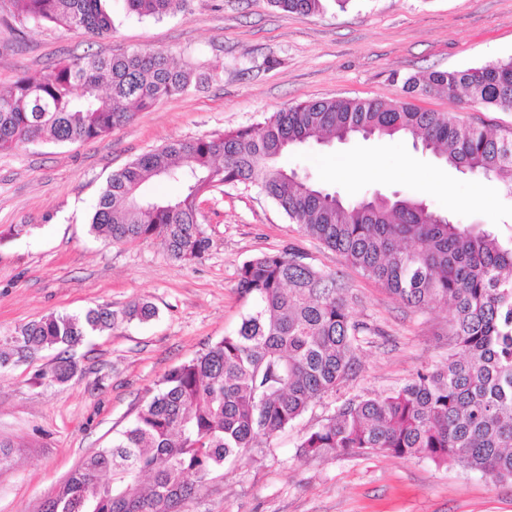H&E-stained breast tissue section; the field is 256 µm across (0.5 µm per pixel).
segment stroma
Here are the masks:
<instances>
[{"instance_id":"obj_1","label":"stroma","mask_w":512,"mask_h":512,"mask_svg":"<svg viewBox=\"0 0 512 512\" xmlns=\"http://www.w3.org/2000/svg\"><path fill=\"white\" fill-rule=\"evenodd\" d=\"M109 9L112 34L86 42L54 26L22 29L0 0V89L71 55L109 57L151 47L220 77L137 111L111 135L0 151V336L50 314L145 299L147 323L117 321L78 346V375L38 383L53 352L0 373V512H42L94 449L108 446L174 366L235 330L248 309L238 270L253 257L293 246L307 263L335 273L354 298L353 319L376 328L362 337L357 365L336 392L290 427L225 465L189 512H512V480L455 464L380 452L304 456L299 444L344 403L395 390L418 370L443 364L452 313L409 308L337 252L303 235L257 188L225 186L201 199L212 240L198 262L172 260L157 241L113 244L90 233L93 207L112 172L170 141L263 123L280 108L337 96L400 101L405 78L512 58V0H350L300 15L269 0H188L159 20ZM416 105L512 133V112L445 97ZM288 168L345 198L396 193L422 199L459 224L512 236V196L495 181L462 174L403 139L307 143ZM27 231L15 235L16 225Z\"/></svg>"}]
</instances>
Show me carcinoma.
<instances>
[{"instance_id": "cac0c4a2", "label": "carcinoma", "mask_w": 512, "mask_h": 512, "mask_svg": "<svg viewBox=\"0 0 512 512\" xmlns=\"http://www.w3.org/2000/svg\"><path fill=\"white\" fill-rule=\"evenodd\" d=\"M108 0H9L19 24H53L97 37L113 31ZM128 13L160 19L187 0H122ZM287 13L312 14L325 0H269ZM219 65L192 67L166 51L74 56L29 73L0 93V150L105 137L127 125L130 108L218 77ZM406 92L447 95L512 112V59L410 76ZM403 136L462 173L497 181L512 195V135L453 121L406 101L336 97L282 108L255 127L171 141L112 173L91 231L118 242L159 239L170 258L202 259L211 238L199 202L227 185L255 186L307 236L341 254L405 306L453 312L445 364L400 388L350 400L299 448L305 455L378 451L454 463L512 479V239L454 223L409 196L346 202L280 165L293 145L326 139ZM176 183L173 198L148 190ZM237 287L249 308L236 331L168 372L133 423L108 447L88 454L44 512H186L211 476L291 425L333 393L355 364L358 336L371 332L350 313L336 274L289 248L245 261ZM158 314L138 300L121 313L107 306L51 314L0 336V372L62 348L43 381L65 384L78 372L69 351L112 328L117 317Z\"/></svg>"}]
</instances>
